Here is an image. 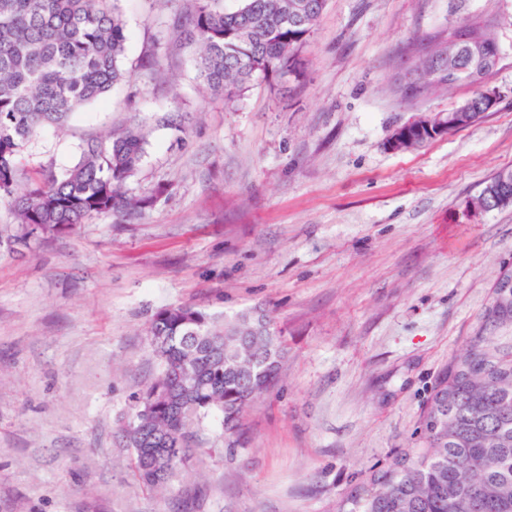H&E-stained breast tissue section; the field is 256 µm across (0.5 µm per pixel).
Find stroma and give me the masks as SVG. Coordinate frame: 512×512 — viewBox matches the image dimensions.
Returning a JSON list of instances; mask_svg holds the SVG:
<instances>
[{
	"label": "stroma",
	"mask_w": 512,
	"mask_h": 512,
	"mask_svg": "<svg viewBox=\"0 0 512 512\" xmlns=\"http://www.w3.org/2000/svg\"><path fill=\"white\" fill-rule=\"evenodd\" d=\"M115 5L129 81L28 151L70 167L85 140L142 123L125 191H168L142 214L0 252V512H331L355 473L418 447L439 370L512 271V206L468 205L512 168V0H328L300 78L256 83L232 107L198 85L189 48L162 74L146 64L183 0ZM483 14L501 50L484 84L497 106L389 149L397 126L474 94L402 97L422 49ZM182 302L229 318L265 310L288 355L243 445L225 448L207 419L200 455L151 490L118 433L158 371L148 321Z\"/></svg>",
	"instance_id": "1"
}]
</instances>
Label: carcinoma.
<instances>
[{
	"label": "carcinoma",
	"mask_w": 512,
	"mask_h": 512,
	"mask_svg": "<svg viewBox=\"0 0 512 512\" xmlns=\"http://www.w3.org/2000/svg\"><path fill=\"white\" fill-rule=\"evenodd\" d=\"M219 0H194L178 13L180 38L193 48L196 79L207 92L240 100L270 75L297 78L299 49L327 0H240L226 12ZM476 26L464 21L457 44H435L422 63L431 83L479 87L490 74L470 58ZM126 24L114 0H0V199L17 224L0 229V245L34 234L51 238L89 221L138 214L155 196H129L147 144L137 124L89 139L72 167H28L25 150L45 127L63 128L71 116L129 79L121 62ZM241 343L254 325L242 313L219 323L194 304L159 309L148 336L158 374L135 393L134 425L122 431L132 450L134 477L149 488L170 479L197 452L194 428L211 414L221 419L227 447L242 443L247 409L277 382L285 358L272 319ZM512 314L493 299L478 317L467 347L437 375L419 418L421 443L387 466L357 478L335 512H512Z\"/></svg>",
	"instance_id": "obj_1"
}]
</instances>
